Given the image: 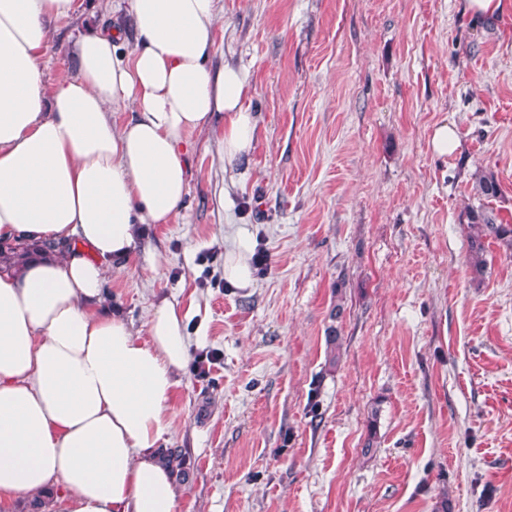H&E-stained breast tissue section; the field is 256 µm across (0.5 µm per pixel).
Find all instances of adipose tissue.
I'll return each mask as SVG.
<instances>
[{
    "mask_svg": "<svg viewBox=\"0 0 512 512\" xmlns=\"http://www.w3.org/2000/svg\"><path fill=\"white\" fill-rule=\"evenodd\" d=\"M132 55L111 31L72 41V73L40 65L76 0H0V241L64 247L0 275V512H179L165 447L190 358L189 318L161 298L146 334L107 305L106 271L187 191L188 136L224 120L223 161L253 144L247 84L213 70L217 0H127ZM135 112L119 120L116 109Z\"/></svg>",
    "mask_w": 512,
    "mask_h": 512,
    "instance_id": "obj_1",
    "label": "adipose tissue"
}]
</instances>
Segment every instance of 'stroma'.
Returning a JSON list of instances; mask_svg holds the SVG:
<instances>
[{
	"label": "stroma",
	"mask_w": 512,
	"mask_h": 512,
	"mask_svg": "<svg viewBox=\"0 0 512 512\" xmlns=\"http://www.w3.org/2000/svg\"><path fill=\"white\" fill-rule=\"evenodd\" d=\"M77 4L51 24L45 85L88 26L135 48L125 14ZM460 4L218 0L211 65L244 72L252 149L230 168L223 121L192 132L183 206L148 229L159 266L104 284L141 333L176 297L192 355L217 358L170 401L179 512H512V255L490 244L474 280L461 221L491 171L512 223V11ZM444 122L459 146L440 155ZM242 236L265 263L234 288ZM505 0H462L461 8L467 13L481 21L497 19L507 8ZM245 242L236 250L228 253L224 262V278L237 287H247L253 284V272L247 261Z\"/></svg>",
	"instance_id": "obj_1"
}]
</instances>
